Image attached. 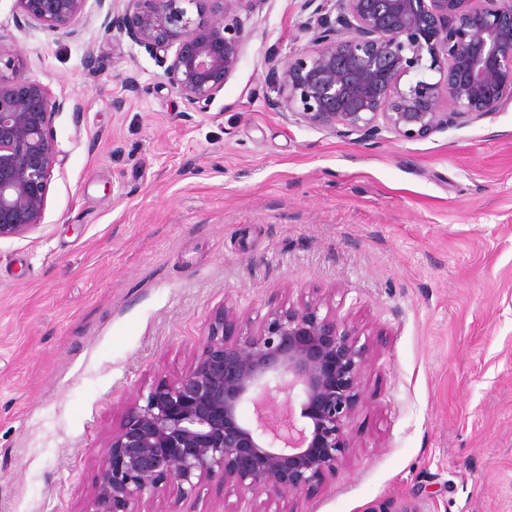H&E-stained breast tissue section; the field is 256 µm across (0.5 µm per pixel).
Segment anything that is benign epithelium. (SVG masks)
Listing matches in <instances>:
<instances>
[{
  "label": "benign epithelium",
  "instance_id": "7a95c632",
  "mask_svg": "<svg viewBox=\"0 0 512 512\" xmlns=\"http://www.w3.org/2000/svg\"><path fill=\"white\" fill-rule=\"evenodd\" d=\"M87 2L14 0V8L24 23L65 38ZM240 2L124 0L118 13L108 7L102 27L145 48L186 109L205 112L248 38ZM303 6L313 8L307 44L273 68L283 115L358 142L384 131L412 140L512 101V0H334V17L315 0ZM66 102L36 80L0 78V239L42 224L59 163L51 122ZM244 321L224 303L185 373L121 403L91 512H152L167 486L187 498L213 479L242 496L296 500L336 477L356 447L349 423L365 404L364 330L318 295L274 307L247 329ZM246 403L251 422L239 417Z\"/></svg>",
  "mask_w": 512,
  "mask_h": 512
}]
</instances>
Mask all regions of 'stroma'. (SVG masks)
<instances>
[{
    "mask_svg": "<svg viewBox=\"0 0 512 512\" xmlns=\"http://www.w3.org/2000/svg\"><path fill=\"white\" fill-rule=\"evenodd\" d=\"M303 0H242L238 68L205 112L103 36L19 24L16 75L70 106L33 233L0 241V512H90L121 402L191 365L218 308L250 321L310 292L364 327L356 446L301 512H512V104L473 125L349 141L285 120L269 59L308 37ZM287 512L209 481L159 512Z\"/></svg>",
    "mask_w": 512,
    "mask_h": 512,
    "instance_id": "1",
    "label": "stroma"
}]
</instances>
